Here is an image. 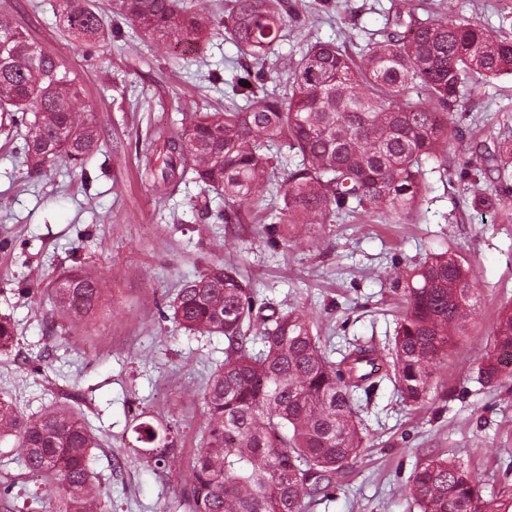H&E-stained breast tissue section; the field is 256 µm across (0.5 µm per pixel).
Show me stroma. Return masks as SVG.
Instances as JSON below:
<instances>
[{
	"instance_id": "obj_1",
	"label": "stroma",
	"mask_w": 512,
	"mask_h": 512,
	"mask_svg": "<svg viewBox=\"0 0 512 512\" xmlns=\"http://www.w3.org/2000/svg\"><path fill=\"white\" fill-rule=\"evenodd\" d=\"M265 68L285 83L281 57L320 40L358 46L380 39L403 0H295ZM425 15L469 19L512 32V0H420ZM0 16L67 68L82 90L81 109L100 132L83 164L59 159L29 176L15 151L20 137L0 112V313L15 322L14 348L0 352V399L31 415L65 395L81 399L101 440L90 462L112 512H163L180 495L181 476L206 424L203 390L224 359L221 336L191 335L164 312L182 282L210 262L235 265L256 300L306 314L327 355L348 345L387 354L403 310L396 276L428 254L450 251L471 266L476 316L437 369L426 402L405 403L390 382L372 397L355 392L365 446L307 512H420L407 493L417 463L447 456L473 476L483 498L512 488V379L478 380L501 308L512 306V221L473 200L466 161L512 138V76L460 85L457 117L466 130L446 162H428L427 193L409 224L345 217L319 237L270 244L260 217L216 222L223 198L191 177L163 186L144 178L146 156L177 138L193 113L230 105L239 52L223 37L175 61L169 45L122 24L119 37L75 50L57 18V0H0ZM102 281L98 311L50 336L52 288L73 265ZM178 423L180 453L168 474L130 446L133 413Z\"/></svg>"
}]
</instances>
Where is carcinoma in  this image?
<instances>
[{
  "mask_svg": "<svg viewBox=\"0 0 512 512\" xmlns=\"http://www.w3.org/2000/svg\"><path fill=\"white\" fill-rule=\"evenodd\" d=\"M58 2L78 48L121 33L79 0ZM119 14L156 41L196 44L225 36L238 48L242 74L234 91L244 105L196 114L164 144L162 165L150 172L166 182L191 158L195 182L224 197L217 218L226 224L247 223L264 193L278 186L282 205L265 216L272 242L302 228L314 236L341 214L407 221L423 201L425 164L447 160L466 138L455 112L463 77L512 75L511 36L469 21L421 19L413 0L358 55L317 41L285 59L280 92L267 89L264 60L288 22L299 19L291 0H231L222 20L201 0H119ZM80 96L53 55L0 20V112L25 128L15 149L31 175L58 158L81 163L97 150L95 122L76 112ZM285 150L296 161L283 173ZM511 168L512 139H505L478 169L496 175L499 187L484 193L479 179L471 184L485 206L512 220ZM92 279L73 268L57 281L58 317L81 319L98 309L100 289ZM403 290L393 374L380 376L374 350L359 347L332 361L305 314H263L232 264L213 262L186 281L170 305L174 323L193 335L222 336L227 347L204 389L201 448L189 461L182 494L164 512H304L305 500L334 486L363 448L352 393L368 395L387 379L406 401H424L437 366L476 313L472 269L452 254L419 263L403 276ZM253 329L262 345L256 352L248 348ZM14 340L10 316L0 314V347ZM479 376L487 384L512 377V308L497 318ZM74 402L69 396L25 417L0 400V440L14 438L12 462L41 481L54 512H112L89 466L98 438ZM171 430L145 421L133 428L132 450L148 452L162 473L177 454L163 443ZM409 493L421 512H512V493L483 499L469 472L443 457L415 467Z\"/></svg>",
  "mask_w": 512,
  "mask_h": 512,
  "instance_id": "cac0c4a2",
  "label": "carcinoma"
}]
</instances>
